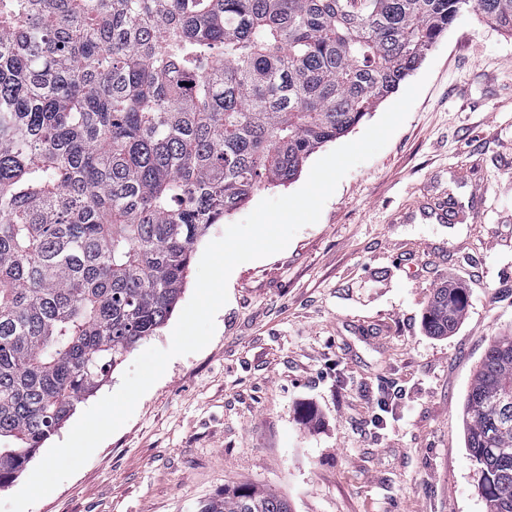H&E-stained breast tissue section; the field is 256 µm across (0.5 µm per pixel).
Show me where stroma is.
<instances>
[{"label":"stroma","instance_id":"35a3bbf8","mask_svg":"<svg viewBox=\"0 0 512 512\" xmlns=\"http://www.w3.org/2000/svg\"><path fill=\"white\" fill-rule=\"evenodd\" d=\"M419 80L319 221L233 270L211 342L173 358L30 512H199L228 483L293 512H485L460 409L490 340L512 332V36L463 13L405 82ZM306 180L255 192L195 256ZM441 201L453 221L424 219ZM451 279L465 316L427 335L424 308Z\"/></svg>","mask_w":512,"mask_h":512}]
</instances>
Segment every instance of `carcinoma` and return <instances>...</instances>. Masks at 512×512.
I'll use <instances>...</instances> for the list:
<instances>
[{
    "label": "carcinoma",
    "instance_id": "carcinoma-1",
    "mask_svg": "<svg viewBox=\"0 0 512 512\" xmlns=\"http://www.w3.org/2000/svg\"><path fill=\"white\" fill-rule=\"evenodd\" d=\"M512 0H0V487L172 315L193 247L354 128L464 12ZM463 288L434 291L432 336ZM487 512H512V333L461 407ZM200 512H292L224 485Z\"/></svg>",
    "mask_w": 512,
    "mask_h": 512
}]
</instances>
